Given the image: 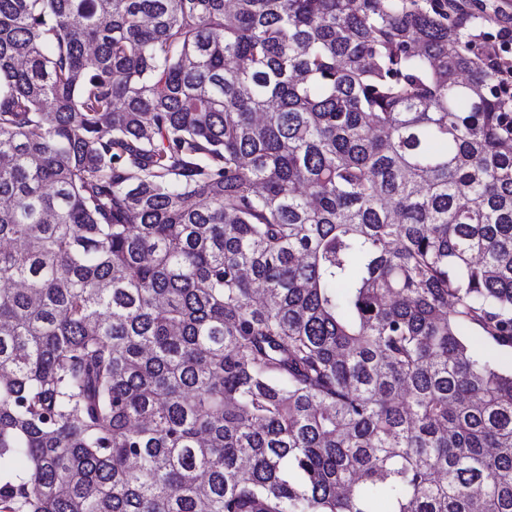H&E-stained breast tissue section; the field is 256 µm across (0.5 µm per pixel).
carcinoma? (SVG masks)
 <instances>
[{"label":"carcinoma","instance_id":"obj_1","mask_svg":"<svg viewBox=\"0 0 512 512\" xmlns=\"http://www.w3.org/2000/svg\"><path fill=\"white\" fill-rule=\"evenodd\" d=\"M448 0H0V512H512V85Z\"/></svg>","mask_w":512,"mask_h":512}]
</instances>
